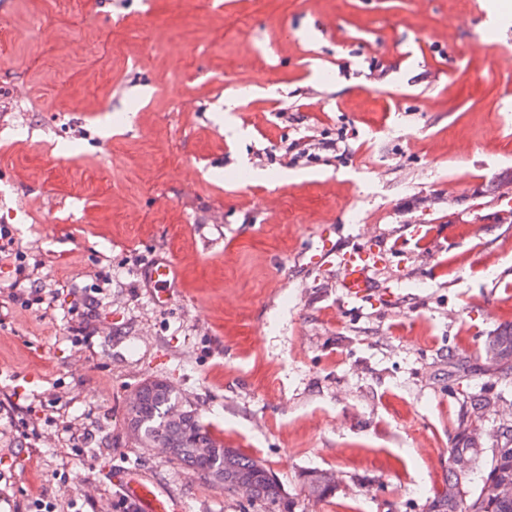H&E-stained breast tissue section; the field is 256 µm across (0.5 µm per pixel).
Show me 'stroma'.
I'll return each mask as SVG.
<instances>
[{
	"label": "stroma",
	"instance_id": "1",
	"mask_svg": "<svg viewBox=\"0 0 512 512\" xmlns=\"http://www.w3.org/2000/svg\"><path fill=\"white\" fill-rule=\"evenodd\" d=\"M305 136L346 151L287 162ZM508 171L512 0H0V227L25 254L0 262V512H134L127 469L186 512H263L128 434L155 377L293 512H427L460 421L489 455L512 424L483 354L512 325ZM326 245L378 253L366 298L311 265ZM171 256L161 303L144 271ZM314 469L331 497H304ZM301 490L308 499L321 500L336 492V475L323 470H310L300 477Z\"/></svg>",
	"mask_w": 512,
	"mask_h": 512
}]
</instances>
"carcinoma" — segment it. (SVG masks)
Instances as JSON below:
<instances>
[{
  "instance_id": "1",
  "label": "carcinoma",
  "mask_w": 512,
  "mask_h": 512,
  "mask_svg": "<svg viewBox=\"0 0 512 512\" xmlns=\"http://www.w3.org/2000/svg\"><path fill=\"white\" fill-rule=\"evenodd\" d=\"M484 351L486 358L498 359L499 367L512 368V326L493 334ZM137 393L136 404L126 407L125 424L138 429L142 444L163 442L171 449L173 461L191 467L208 482L224 483V489L229 492L240 481L250 482L255 488L253 500L264 506V512H292L290 501L270 469L240 449L224 445L223 439L202 424L197 408L176 393L167 381L146 380ZM470 427L468 422H461L457 441L450 449L448 483L430 502L428 512H512V495L489 498L482 484L474 494H469L467 480L475 474L482 481L512 484V453L494 455L488 463H483V449L467 439ZM201 448L209 452L201 453ZM461 458L468 462L465 470L459 466ZM300 484L308 498L321 500L336 492V475L310 470L302 473Z\"/></svg>"
}]
</instances>
